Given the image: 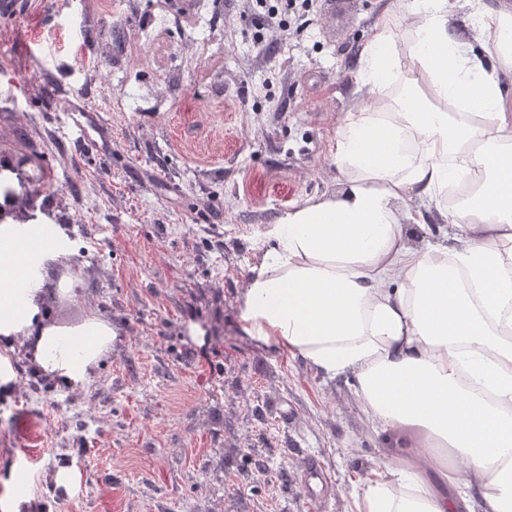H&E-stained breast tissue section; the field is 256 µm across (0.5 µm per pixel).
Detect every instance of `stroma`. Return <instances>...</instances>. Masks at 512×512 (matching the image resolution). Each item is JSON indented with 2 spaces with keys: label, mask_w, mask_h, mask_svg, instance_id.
<instances>
[{
  "label": "stroma",
  "mask_w": 512,
  "mask_h": 512,
  "mask_svg": "<svg viewBox=\"0 0 512 512\" xmlns=\"http://www.w3.org/2000/svg\"><path fill=\"white\" fill-rule=\"evenodd\" d=\"M21 2L0 14V152L40 154L67 218L43 307L114 336L79 389L15 343L0 505L26 492L31 512H310L297 478L315 458L335 483L322 512H355L389 448L420 435L373 430L351 378L252 340L238 313L260 230L340 189L331 146L394 0H314L298 31L260 25L251 0ZM62 469L74 486L56 484Z\"/></svg>",
  "instance_id": "1"
}]
</instances>
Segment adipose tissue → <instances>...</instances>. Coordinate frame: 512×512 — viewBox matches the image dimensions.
I'll return each instance as SVG.
<instances>
[{
	"label": "adipose tissue",
	"instance_id": "adipose-tissue-1",
	"mask_svg": "<svg viewBox=\"0 0 512 512\" xmlns=\"http://www.w3.org/2000/svg\"><path fill=\"white\" fill-rule=\"evenodd\" d=\"M398 0L369 29L361 106L332 156L338 193L305 199L259 236L239 305L248 336L352 377L380 432L416 426L356 512H512V11L466 0ZM439 218L445 238L406 245ZM34 223L0 224V338L70 387L111 349L109 322L66 330L41 310L42 261L21 255Z\"/></svg>",
	"mask_w": 512,
	"mask_h": 512
}]
</instances>
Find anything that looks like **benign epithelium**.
Instances as JSON below:
<instances>
[{"label": "benign epithelium", "instance_id": "1", "mask_svg": "<svg viewBox=\"0 0 512 512\" xmlns=\"http://www.w3.org/2000/svg\"><path fill=\"white\" fill-rule=\"evenodd\" d=\"M5 170L14 175L20 191L13 192L12 198L0 205V219L21 221L38 209V199L46 183L47 173L43 172L37 158L27 154L1 159L0 173Z\"/></svg>", "mask_w": 512, "mask_h": 512}]
</instances>
